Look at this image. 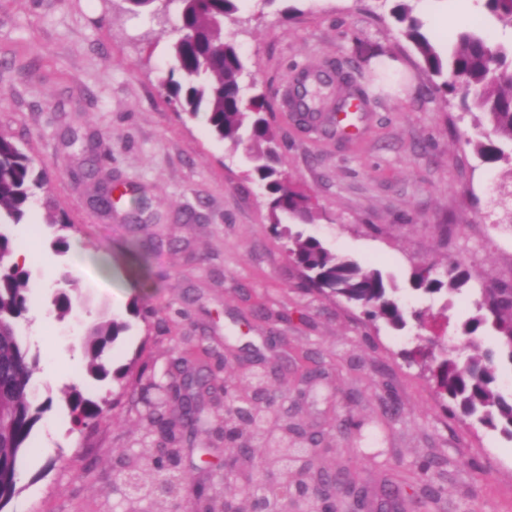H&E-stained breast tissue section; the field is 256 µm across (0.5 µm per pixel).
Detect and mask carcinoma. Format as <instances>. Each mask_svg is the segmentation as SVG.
<instances>
[{"mask_svg": "<svg viewBox=\"0 0 512 512\" xmlns=\"http://www.w3.org/2000/svg\"><path fill=\"white\" fill-rule=\"evenodd\" d=\"M174 1L180 2L175 26L179 36L172 45L168 78L162 82L169 102L176 111L192 117L204 114L212 134L234 147L248 141V176L265 184L272 229L287 240L288 255L303 268L311 287L362 308L371 322L381 320L390 327L403 328V310L379 270L340 257L317 238L294 233L283 224L285 216L312 223V198L293 188L277 167L279 142L266 118V95L257 90L254 79L246 87L240 83L246 67L235 43L224 40V22L236 20L237 0H125L133 10L153 7L152 15L159 20L166 19ZM483 7L498 22L512 27V0H484ZM392 14L404 24L403 32L418 50L429 74L441 79L434 90L471 102L487 117L492 137L475 144L481 156L488 162L512 163V45L496 42L476 30H465L445 54L422 32L421 23L411 16L406 4L396 5ZM338 80L335 105L339 110L362 94L350 74L343 73ZM248 88L254 90L249 97ZM46 184V174L35 171L33 160L21 145L13 137L0 134V510L16 493L19 455L27 448L34 426L52 405L50 397L37 404L29 394L39 359L24 343L19 320L31 309L30 272L12 261L14 247L3 231L8 225L21 223L34 196L33 189ZM431 271L429 267L414 273L416 289L438 293L445 286L458 293L469 280L468 273L456 266L448 270L446 281L431 276ZM61 281L63 287L57 289L53 304L58 316L65 318L71 315L73 299L80 289L66 273ZM475 306L479 315L464 330L471 354L461 358L444 351L437 356L420 344L412 352V359L434 372L443 399L476 417L479 424L499 428L512 438V393L496 389L495 355L480 351L475 336L482 325L491 323L498 333L501 358L512 363V285L479 289ZM127 329L128 324L117 318L87 327L83 347L91 376L104 378L109 374V350ZM256 380L253 374L239 376L227 399L234 406L253 405L254 414L243 428L231 424L224 427V438L235 443L237 454L224 465V491L211 496L212 512L228 495L245 490L246 483L256 480L266 469L281 468L292 482L302 484L307 472L316 467L309 449L297 448L288 439L287 432L294 426L256 405L252 392ZM210 389L205 376H191L185 381L183 393L177 396L180 421L193 420L204 402L203 391ZM65 398L77 426L94 424L108 410L107 399L88 398L76 385L65 392ZM130 476L138 488L150 491L160 481L149 455L132 466Z\"/></svg>", "mask_w": 512, "mask_h": 512, "instance_id": "carcinoma-1", "label": "carcinoma"}]
</instances>
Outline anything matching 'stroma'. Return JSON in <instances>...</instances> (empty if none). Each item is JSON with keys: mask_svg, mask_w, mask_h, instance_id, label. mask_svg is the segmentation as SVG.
I'll list each match as a JSON object with an SVG mask.
<instances>
[{"mask_svg": "<svg viewBox=\"0 0 512 512\" xmlns=\"http://www.w3.org/2000/svg\"><path fill=\"white\" fill-rule=\"evenodd\" d=\"M239 46L268 119L283 142L282 168L313 198L318 217L298 225L337 255L378 269L396 287L406 326L369 322L360 308L302 287L303 272L272 234L268 196L249 179L246 146L230 149L204 118L175 111L161 82L171 65V25L127 11L124 0H0V133L19 141L69 224L58 233L34 200L12 228L29 251L32 306L23 328L39 357L33 383L51 408L18 466L17 493L0 512H206L208 497L173 502L117 492L130 459L182 450L190 485L221 488L223 383L249 359L267 370L281 415L319 433L315 462L349 469L373 504L408 477H425L435 504L402 512H512V439L462 414L448 417L434 383L404 354L419 336L463 348L477 291L512 285V223L492 202L507 169L474 151L480 112L462 111L430 84L422 58L383 0H238ZM382 61L355 57L357 44ZM364 75L369 95L353 138L299 128L284 94L306 70ZM97 165L131 189L112 213L93 204ZM66 236L67 247L57 244ZM470 275L462 292L428 294L412 284L421 265ZM81 267L76 309L128 323L112 350L122 378L87 373L83 336L57 320L46 270ZM207 375L193 427L173 436L147 428L175 407L184 373ZM111 401L95 425H74L70 386ZM399 413L392 422L382 414Z\"/></svg>", "mask_w": 512, "mask_h": 512, "instance_id": "35a3bbf8", "label": "stroma"}]
</instances>
